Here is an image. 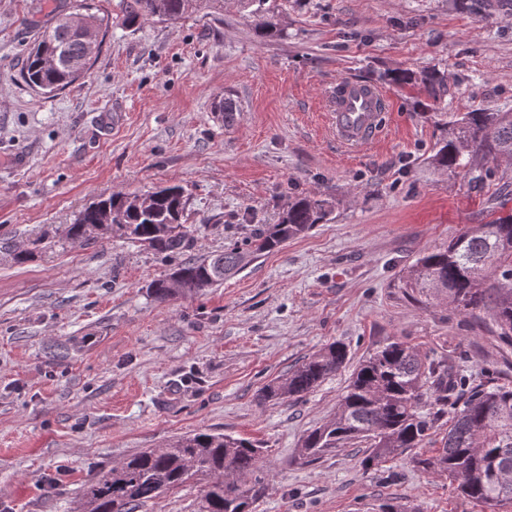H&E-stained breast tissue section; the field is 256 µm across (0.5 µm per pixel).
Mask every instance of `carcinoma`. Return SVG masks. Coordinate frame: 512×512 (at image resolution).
I'll return each instance as SVG.
<instances>
[{
	"mask_svg": "<svg viewBox=\"0 0 512 512\" xmlns=\"http://www.w3.org/2000/svg\"><path fill=\"white\" fill-rule=\"evenodd\" d=\"M195 0H129L125 22L160 17L177 20ZM251 11L259 35L272 37L277 26L267 0H241ZM101 25L89 14L72 13L40 32L29 48L20 77L31 89L47 94L81 78L101 49ZM436 100L448 95L439 73L421 79ZM447 134L436 144L434 166L467 174L470 186L495 185L490 212L495 218L473 224L448 245L423 254L404 287L420 297L448 295L465 314L486 313L498 338L512 343V213L497 214L512 201V177L486 165L512 157V113L479 110L446 122ZM184 189L159 188L137 194H111L79 213L66 235L102 240L118 233L167 256L189 247L181 219ZM331 209L322 199L303 197L288 205L277 224L259 225L251 237L208 259H188L173 268L179 293H199L224 283L259 257L269 254L327 220ZM169 280L150 285L155 301L175 293ZM350 361L347 347L334 342L288 375L266 384L264 401L301 398ZM453 410L448 431L429 453L415 452L446 409ZM367 444L369 464L411 454L423 472H439L463 497L489 506H512V387H471L455 378L445 358L428 359L407 343L394 340L359 362L336 415L303 437L298 458L306 463L345 444ZM261 449L231 435L198 431L164 448H147L88 480L79 490L77 512H132L187 483L207 478L201 512H252L262 490Z\"/></svg>",
	"mask_w": 512,
	"mask_h": 512,
	"instance_id": "1",
	"label": "carcinoma"
}]
</instances>
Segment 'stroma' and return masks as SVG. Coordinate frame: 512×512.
Returning <instances> with one entry per match:
<instances>
[{
	"label": "stroma",
	"instance_id": "1",
	"mask_svg": "<svg viewBox=\"0 0 512 512\" xmlns=\"http://www.w3.org/2000/svg\"><path fill=\"white\" fill-rule=\"evenodd\" d=\"M79 2L0 0V512H76L96 472L200 430L263 446L254 512H481L407 458L369 467L352 443L305 463L298 448L355 363L394 339L450 356L470 385L512 386V346L489 316L401 286L423 253L486 219L488 192L430 157L440 112H512V0L483 16L460 0H275L266 38L240 0L132 26L126 0H91L108 23L91 70L32 91L19 76L31 43ZM432 69L448 83L438 105L421 83ZM345 77L388 101L384 131L352 149L324 102ZM172 184L188 195L183 256L65 236L100 197ZM306 196L334 204L329 221L219 287L154 300L181 258L222 252ZM333 342L349 365L302 398L260 401ZM203 489L135 512H200Z\"/></svg>",
	"mask_w": 512,
	"mask_h": 512
}]
</instances>
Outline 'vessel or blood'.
I'll return each instance as SVG.
<instances>
[{
	"label": "vessel or blood",
	"mask_w": 512,
	"mask_h": 512,
	"mask_svg": "<svg viewBox=\"0 0 512 512\" xmlns=\"http://www.w3.org/2000/svg\"><path fill=\"white\" fill-rule=\"evenodd\" d=\"M386 102L382 94L362 81L345 78L331 92L332 126L339 143L356 147L382 130Z\"/></svg>",
	"instance_id": "b4317fda"
}]
</instances>
